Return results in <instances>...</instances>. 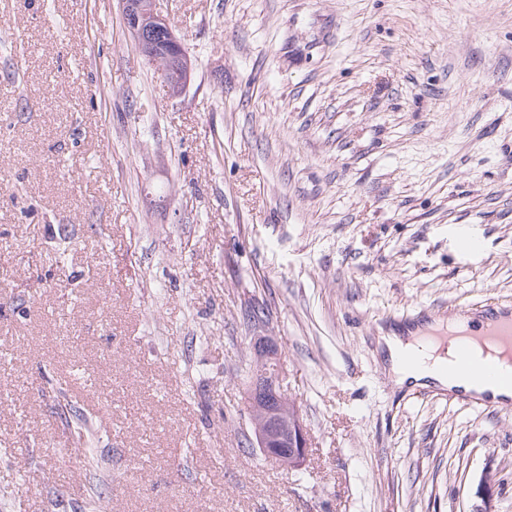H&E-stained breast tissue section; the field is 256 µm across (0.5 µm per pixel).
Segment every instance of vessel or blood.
Masks as SVG:
<instances>
[{"instance_id": "obj_1", "label": "vessel or blood", "mask_w": 512, "mask_h": 512, "mask_svg": "<svg viewBox=\"0 0 512 512\" xmlns=\"http://www.w3.org/2000/svg\"><path fill=\"white\" fill-rule=\"evenodd\" d=\"M447 316L450 329L442 344L449 356L439 370L451 378L464 376L470 384L466 391L449 390V399L478 412L511 414L512 362H502L488 349L494 346L512 355V306L489 302L476 315L469 307H454Z\"/></svg>"}]
</instances>
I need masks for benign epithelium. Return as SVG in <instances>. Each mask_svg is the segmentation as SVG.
I'll return each mask as SVG.
<instances>
[{
	"instance_id": "benign-epithelium-1",
	"label": "benign epithelium",
	"mask_w": 512,
	"mask_h": 512,
	"mask_svg": "<svg viewBox=\"0 0 512 512\" xmlns=\"http://www.w3.org/2000/svg\"><path fill=\"white\" fill-rule=\"evenodd\" d=\"M127 30L141 57L149 64L163 65V76L170 92L180 95L188 82L190 62L156 0H121ZM257 361L264 366L265 381L252 388L249 411L256 426L258 447L288 467L304 461L309 435L298 413L288 414V399L279 381V352L268 339L254 344Z\"/></svg>"
}]
</instances>
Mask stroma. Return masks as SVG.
Segmentation results:
<instances>
[{
  "mask_svg": "<svg viewBox=\"0 0 512 512\" xmlns=\"http://www.w3.org/2000/svg\"><path fill=\"white\" fill-rule=\"evenodd\" d=\"M157 7L178 98L120 0H0V512H512V416L378 345L512 302V0ZM260 338L294 470L250 442ZM127 30L141 57L149 64L161 63L163 76L173 96H179L188 82L190 62L156 0H121ZM163 33L166 41L162 47Z\"/></svg>",
  "mask_w": 512,
  "mask_h": 512,
  "instance_id": "35a3bbf8",
  "label": "stroma"
}]
</instances>
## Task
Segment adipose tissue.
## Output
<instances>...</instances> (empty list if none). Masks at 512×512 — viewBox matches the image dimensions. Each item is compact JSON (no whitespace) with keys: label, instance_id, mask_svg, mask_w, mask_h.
<instances>
[{"label":"adipose tissue","instance_id":"1","mask_svg":"<svg viewBox=\"0 0 512 512\" xmlns=\"http://www.w3.org/2000/svg\"><path fill=\"white\" fill-rule=\"evenodd\" d=\"M380 342L392 360L390 372L396 384H433L442 388L449 387V380L440 376L435 369L436 364L444 360L440 353L441 345L426 331L416 329L403 334L390 332L382 335ZM402 352L415 358L414 367L405 369L397 363L396 358Z\"/></svg>","mask_w":512,"mask_h":512}]
</instances>
